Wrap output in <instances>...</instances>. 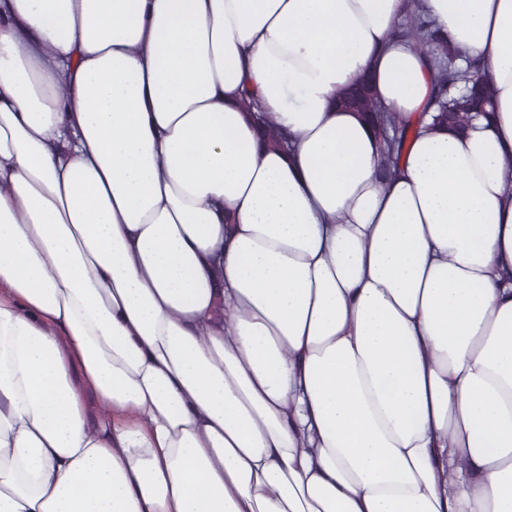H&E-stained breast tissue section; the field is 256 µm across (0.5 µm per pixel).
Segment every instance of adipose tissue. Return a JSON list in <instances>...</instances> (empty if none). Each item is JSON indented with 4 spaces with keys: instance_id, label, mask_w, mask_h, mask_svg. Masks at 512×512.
Masks as SVG:
<instances>
[{
    "instance_id": "ef3b65f1",
    "label": "adipose tissue",
    "mask_w": 512,
    "mask_h": 512,
    "mask_svg": "<svg viewBox=\"0 0 512 512\" xmlns=\"http://www.w3.org/2000/svg\"><path fill=\"white\" fill-rule=\"evenodd\" d=\"M421 5L462 135L406 0H0V512H512V0ZM407 3L406 23L398 29L399 33L413 40L428 56L432 65V77L437 94L434 100V112H438L436 120L445 123L448 128L463 131L468 128L479 112H488L492 108L494 92L481 79L472 81L476 69L460 70L455 64L456 51L441 35L428 17L420 10L419 0ZM464 84L465 92L456 96H448L451 88ZM471 84V86H469ZM339 99L342 106L365 115L376 124L383 135L384 142L381 157L382 171L387 177L397 175L405 143L410 136L405 126L402 127L398 123L394 114L380 111L379 105L364 79L343 89ZM389 131L392 132L391 136Z\"/></svg>"
}]
</instances>
